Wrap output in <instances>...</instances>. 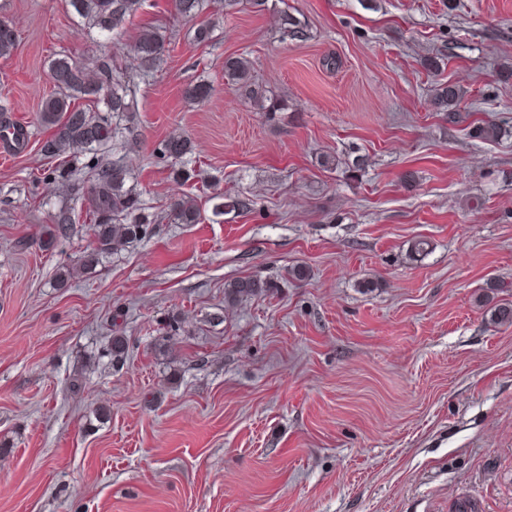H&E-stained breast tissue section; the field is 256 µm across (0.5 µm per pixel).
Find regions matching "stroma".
Returning a JSON list of instances; mask_svg holds the SVG:
<instances>
[{
    "label": "stroma",
    "mask_w": 512,
    "mask_h": 512,
    "mask_svg": "<svg viewBox=\"0 0 512 512\" xmlns=\"http://www.w3.org/2000/svg\"><path fill=\"white\" fill-rule=\"evenodd\" d=\"M284 10L307 40L282 38ZM0 20V127L28 131L0 154V512H450L464 494L512 512V326L491 320L512 303V0H207L192 19L146 0L108 39L64 0H0ZM148 25L168 39L144 75ZM59 54L130 75L135 139L115 149L160 226L63 285L92 238L37 242L70 202L41 152ZM228 56L284 110L229 90ZM448 83L455 123L434 103ZM482 122L501 137L472 136ZM179 136L186 183L156 153ZM218 194L257 209L215 213ZM185 195L200 223H175ZM246 276L274 287L225 310Z\"/></svg>",
    "instance_id": "stroma-1"
}]
</instances>
